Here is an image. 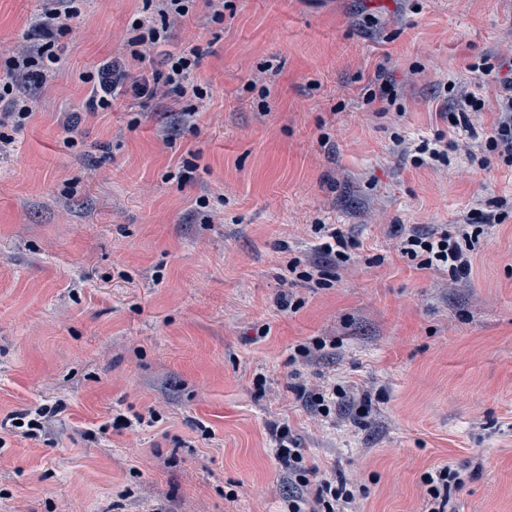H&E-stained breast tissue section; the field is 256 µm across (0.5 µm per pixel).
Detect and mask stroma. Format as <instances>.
Returning <instances> with one entry per match:
<instances>
[{
  "mask_svg": "<svg viewBox=\"0 0 512 512\" xmlns=\"http://www.w3.org/2000/svg\"><path fill=\"white\" fill-rule=\"evenodd\" d=\"M67 7L0 0V75ZM157 11L85 0L56 70L15 79L23 127L0 102V512H288L283 422L307 466L363 488L359 512H512V216L465 280L396 250L512 205V172L394 149L447 135L469 64L512 61V0H224L219 21L193 0L91 113L94 74ZM190 41L205 99L135 95ZM385 78L395 99L368 102ZM317 224L356 243L326 288L288 272L322 262ZM337 384L365 418L296 392ZM40 411L35 437L6 426ZM448 463L471 477L442 507L421 475Z\"/></svg>",
  "mask_w": 512,
  "mask_h": 512,
  "instance_id": "1",
  "label": "stroma"
}]
</instances>
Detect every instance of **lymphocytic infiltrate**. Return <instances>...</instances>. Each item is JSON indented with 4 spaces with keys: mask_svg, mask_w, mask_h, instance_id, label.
I'll list each match as a JSON object with an SVG mask.
<instances>
[{
    "mask_svg": "<svg viewBox=\"0 0 512 512\" xmlns=\"http://www.w3.org/2000/svg\"><path fill=\"white\" fill-rule=\"evenodd\" d=\"M189 2L190 0H161L158 11L160 25L145 26L131 40L132 61L142 62L146 48L168 41L171 21L188 15ZM78 15V10L72 7L65 13H53L45 17L41 22L45 32L44 43L38 48L13 56L9 61V72L23 71L33 74L44 67L45 63L57 62L55 42L58 37L70 32L71 22ZM200 63L199 49L194 45L168 54L165 87L180 96L190 94L197 98L202 97L205 90L194 81ZM494 69V64L486 60L471 64L470 70L476 76L474 88L458 100L453 112L448 113V128L465 137L475 135L472 115L487 109L493 110L495 119L484 147L498 166L512 170V76L503 78L501 94L495 100H488L483 91L484 78ZM470 237L468 229L461 226L452 229L443 226L427 233L411 230L401 239L400 253L417 270L445 273L454 280L466 279L472 272V257L465 247ZM276 439L277 458L287 469L288 483L292 487L288 496V512H342L344 506L354 497L346 482L336 479L314 480V471L306 466L288 424L278 426Z\"/></svg>",
    "mask_w": 512,
    "mask_h": 512,
    "instance_id": "lymphocytic-infiltrate-1",
    "label": "lymphocytic infiltrate"
}]
</instances>
